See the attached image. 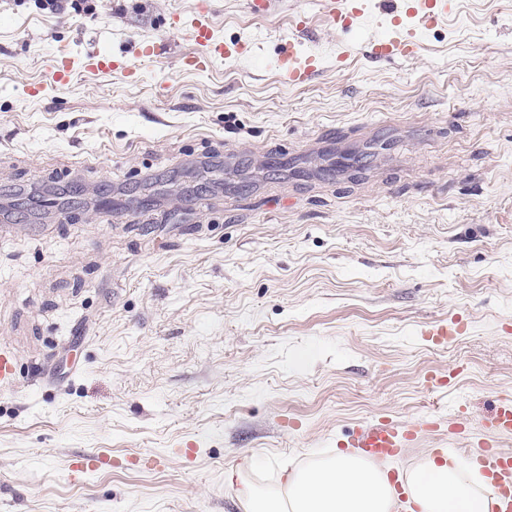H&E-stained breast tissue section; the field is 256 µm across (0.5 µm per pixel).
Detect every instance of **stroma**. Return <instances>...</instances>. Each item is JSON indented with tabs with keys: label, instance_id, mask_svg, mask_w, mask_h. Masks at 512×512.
I'll list each match as a JSON object with an SVG mask.
<instances>
[{
	"label": "stroma",
	"instance_id": "obj_1",
	"mask_svg": "<svg viewBox=\"0 0 512 512\" xmlns=\"http://www.w3.org/2000/svg\"><path fill=\"white\" fill-rule=\"evenodd\" d=\"M42 2L0 0V512H244L228 471L285 480L377 417L481 434L512 395V0H456L409 61L367 54L380 0L350 32L211 0L258 50L204 72L195 0ZM300 13L321 70L295 87L271 59ZM95 47L136 76L55 89ZM74 63L72 58L62 57L50 64L51 80L58 89H65L72 83L76 73ZM463 326L459 321H437L429 325L426 329V336L430 337V340L434 345H446L448 339L452 336L461 334Z\"/></svg>",
	"mask_w": 512,
	"mask_h": 512
}]
</instances>
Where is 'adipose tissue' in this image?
I'll list each match as a JSON object with an SVG mask.
<instances>
[{"label":"adipose tissue","instance_id":"adipose-tissue-1","mask_svg":"<svg viewBox=\"0 0 512 512\" xmlns=\"http://www.w3.org/2000/svg\"><path fill=\"white\" fill-rule=\"evenodd\" d=\"M418 512H488L489 485L452 456L426 454L405 473ZM244 512H394L397 495L386 467L339 452L293 468L286 483L244 482Z\"/></svg>","mask_w":512,"mask_h":512}]
</instances>
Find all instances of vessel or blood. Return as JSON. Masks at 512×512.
<instances>
[{"label": "vessel or blood", "mask_w": 512, "mask_h": 512, "mask_svg": "<svg viewBox=\"0 0 512 512\" xmlns=\"http://www.w3.org/2000/svg\"><path fill=\"white\" fill-rule=\"evenodd\" d=\"M450 0H384L383 12L395 25L393 34L373 39L368 53L375 59L412 58L419 50L417 32L442 22L448 15ZM364 0H324L323 13L331 28L351 29L365 14ZM210 0H197L190 21L191 37L197 49L183 57L185 69L208 70L213 64L231 54L246 55L252 50L247 42L224 46L214 36L210 17ZM320 59L311 52L299 49L295 40H288L283 46L277 64L290 85L308 84L319 69ZM91 73L129 72L130 67L123 60L114 58L110 51L93 49L87 51L81 63L63 57L50 65V76L58 89L67 88L73 81L77 69ZM462 326L457 321H437L426 329L433 344L446 345L449 338L459 335ZM437 426L431 416L403 422L386 418L374 419L348 431L338 440L341 448H350L363 458L383 462L400 455L404 448L427 435ZM482 428L484 439L470 442V459L489 479L494 497L491 512H512V451L500 448L497 439L512 436V397L499 398Z\"/></svg>", "instance_id": "obj_1"}]
</instances>
